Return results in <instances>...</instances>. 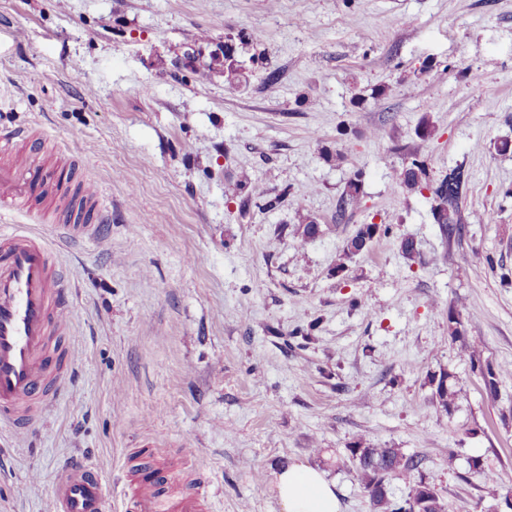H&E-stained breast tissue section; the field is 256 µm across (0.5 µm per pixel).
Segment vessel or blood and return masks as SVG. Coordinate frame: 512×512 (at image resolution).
<instances>
[{
  "instance_id": "obj_1",
  "label": "vessel or blood",
  "mask_w": 512,
  "mask_h": 512,
  "mask_svg": "<svg viewBox=\"0 0 512 512\" xmlns=\"http://www.w3.org/2000/svg\"><path fill=\"white\" fill-rule=\"evenodd\" d=\"M57 173L0 141V205L32 213L33 202L53 192ZM105 215L99 195L84 187L64 220L73 236L91 232ZM68 284L51 251L20 231L0 228V426L24 434L40 421L34 403L50 407L46 390L50 336L71 328ZM160 492L143 484L128 512H161ZM51 512H109V493L92 463L64 465L51 497Z\"/></svg>"
}]
</instances>
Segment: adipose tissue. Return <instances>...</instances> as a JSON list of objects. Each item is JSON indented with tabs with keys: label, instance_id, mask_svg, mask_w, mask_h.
<instances>
[{
	"label": "adipose tissue",
	"instance_id": "adipose-tissue-1",
	"mask_svg": "<svg viewBox=\"0 0 512 512\" xmlns=\"http://www.w3.org/2000/svg\"><path fill=\"white\" fill-rule=\"evenodd\" d=\"M280 512H340L335 484L320 469L292 464L274 477Z\"/></svg>",
	"mask_w": 512,
	"mask_h": 512
}]
</instances>
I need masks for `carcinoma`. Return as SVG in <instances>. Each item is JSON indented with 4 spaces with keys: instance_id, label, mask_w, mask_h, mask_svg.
<instances>
[{
    "instance_id": "1",
    "label": "carcinoma",
    "mask_w": 512,
    "mask_h": 512,
    "mask_svg": "<svg viewBox=\"0 0 512 512\" xmlns=\"http://www.w3.org/2000/svg\"><path fill=\"white\" fill-rule=\"evenodd\" d=\"M224 77L229 88L237 89L245 80L243 68L237 65L234 56L224 61ZM463 173L453 170L439 184L428 183L425 163L414 159L407 166L395 170V186L431 191V212L434 223L439 225L444 237H459L462 224L459 218V190ZM361 194V174L349 179L342 191L337 205V213L342 216L350 207L357 205ZM380 231L378 224H362L350 236L342 247L343 259L349 261L367 250L370 242ZM347 462L356 471L359 481L378 512H430L421 506V496L428 486L423 480L416 479L420 473L423 458L417 455H405L397 448H359L349 449ZM388 469L391 476L412 482L411 494L402 503L389 499L388 491L380 485L379 471Z\"/></svg>"
}]
</instances>
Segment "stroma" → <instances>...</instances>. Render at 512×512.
Instances as JSON below:
<instances>
[{
    "label": "stroma",
    "instance_id": "obj_1",
    "mask_svg": "<svg viewBox=\"0 0 512 512\" xmlns=\"http://www.w3.org/2000/svg\"><path fill=\"white\" fill-rule=\"evenodd\" d=\"M241 32L265 57L240 53L231 91L224 37ZM23 127L108 219L74 239L0 211L51 248L76 320L57 339L63 395L28 434L0 433V512H49L81 457L113 512L150 471L204 512H279L270 481L294 463L335 481L341 512H374L345 464L356 444L423 457L444 512H512V151L496 150L512 142V0H0V138ZM415 158L434 182L462 168L461 237L429 191L393 186ZM361 174L357 173L350 178L342 191L337 205L338 216H343L349 207H354L360 201ZM379 231L380 225L378 224L360 225L355 233L345 241L342 247L343 259L350 261L355 256L367 250L370 242Z\"/></svg>",
    "mask_w": 512,
    "mask_h": 512
}]
</instances>
